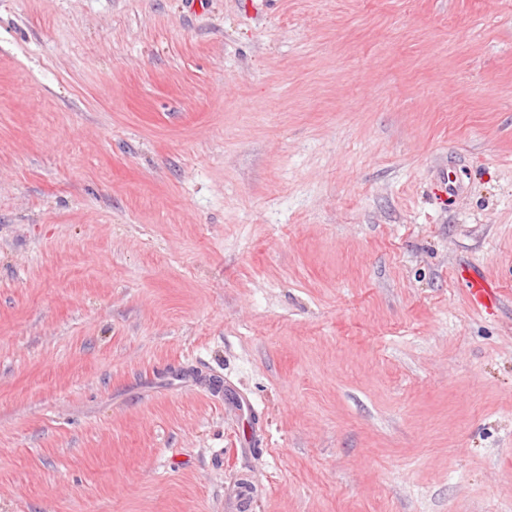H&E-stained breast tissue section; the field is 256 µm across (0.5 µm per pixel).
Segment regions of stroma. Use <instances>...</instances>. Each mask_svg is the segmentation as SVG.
<instances>
[{
	"instance_id": "35a3bbf8",
	"label": "stroma",
	"mask_w": 512,
	"mask_h": 512,
	"mask_svg": "<svg viewBox=\"0 0 512 512\" xmlns=\"http://www.w3.org/2000/svg\"><path fill=\"white\" fill-rule=\"evenodd\" d=\"M0 512H512V0H0Z\"/></svg>"
}]
</instances>
